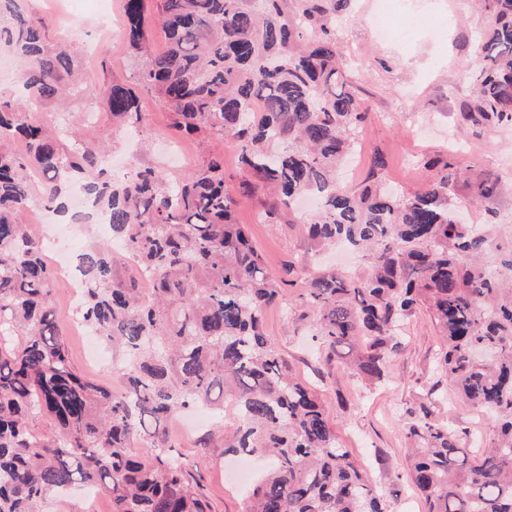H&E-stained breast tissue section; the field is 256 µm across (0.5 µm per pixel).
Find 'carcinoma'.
I'll return each instance as SVG.
<instances>
[{
    "mask_svg": "<svg viewBox=\"0 0 512 512\" xmlns=\"http://www.w3.org/2000/svg\"><path fill=\"white\" fill-rule=\"evenodd\" d=\"M490 22L471 67L473 102L459 123L479 136L512 127V0H483ZM287 0H158L168 49L151 46L147 0H123L124 38L142 59L138 87L172 115L171 129L232 139L250 175L247 194L281 201L278 223L295 224L294 198H319L304 220L319 251L346 244L364 254L361 272L311 274L296 311L312 319L311 339L365 383L382 380L401 354L400 327L426 309L441 334L440 372L461 396L495 418L490 446L469 456L463 438L420 403L407 409L412 449L408 479L425 512H512V227L471 224L451 201L460 170L451 158L424 162L422 187L391 191L374 156L365 184L347 188L336 169L353 151L366 112L346 89L335 41L316 17L332 0H306L302 19ZM23 62L27 99L0 96V512H41L42 502L77 485L112 500L113 512H210L189 465L166 445L177 411L203 403L226 451L270 460L252 489L249 512H382L383 494L339 446L323 406L294 378L264 331L281 280L234 219L224 191V159L210 158L188 181H167L131 165L104 177L100 145L64 151L32 113L75 82L69 49L47 43L40 21L17 0H0V45ZM112 117L136 127L139 97L113 84L103 94ZM21 137L26 155L9 142ZM48 176L35 198L31 174ZM78 174L88 201L110 217L138 271L153 275L150 296L112 277V253L79 255L85 325L112 346L116 394L84 379L57 333L53 273L23 217L42 201L68 211ZM508 185L487 174L473 203L496 215ZM20 337L6 351L2 344ZM46 417L56 437L29 430ZM151 442L139 458L133 447Z\"/></svg>",
    "mask_w": 512,
    "mask_h": 512,
    "instance_id": "obj_1",
    "label": "carcinoma"
}]
</instances>
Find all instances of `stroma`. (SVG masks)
<instances>
[{
    "label": "stroma",
    "instance_id": "35a3bbf8",
    "mask_svg": "<svg viewBox=\"0 0 512 512\" xmlns=\"http://www.w3.org/2000/svg\"><path fill=\"white\" fill-rule=\"evenodd\" d=\"M335 6L320 23L336 43L349 88L365 104L366 121L358 133V156L343 168L341 183L359 187L373 153L387 161L386 180L402 190L423 185L424 161L455 154L466 169L453 200L469 207V220L487 222L483 207L473 205L474 185L486 173L512 178V129L500 128L474 136L455 131L457 116L472 101L469 67L471 43L489 22L482 0H334ZM23 10L41 21L46 38L69 48L76 65L94 82V90L72 93L61 108L41 113L69 153L84 141L106 144L109 171L120 177L128 170L129 154L138 163L165 175L187 179L211 156L224 159V188L237 200L236 219L247 225L254 247L277 276L289 278L279 305L268 309L265 330L293 375L315 390L337 442L348 448L369 472L373 484L386 494L385 512H424L422 497L409 485L406 473L413 446L404 434L406 410L428 400L437 419L449 428L466 432L467 448L480 451L494 434L493 422L483 411L465 403L454 386L437 370L440 339L425 309H418L403 330L405 348L392 363L386 378L376 385H361L338 361L320 360L310 338L309 321H289L286 311L301 292L308 275L319 267L355 273L359 257L317 254L302 225L269 223L273 205L264 194L244 196L240 183L247 172L233 141L202 133L189 140L173 138L171 116L153 94L140 95L142 121L138 132L114 121L97 95L114 83L134 86L139 61L113 24L122 21V0H21ZM403 16L394 34L381 37L386 18ZM31 236L49 248L66 235L73 241L67 252L75 258L91 247L111 241V233L92 224L29 225ZM52 297L60 329L69 346L74 369L83 377L120 392L121 381L111 365L87 361L85 329L71 321L67 284L54 279ZM203 428L188 424L186 415L169 421L173 447L192 467L194 479L207 497L211 512H246L248 484L232 485L227 473L234 463L225 455L223 433L201 443Z\"/></svg>",
    "mask_w": 512,
    "mask_h": 512
}]
</instances>
